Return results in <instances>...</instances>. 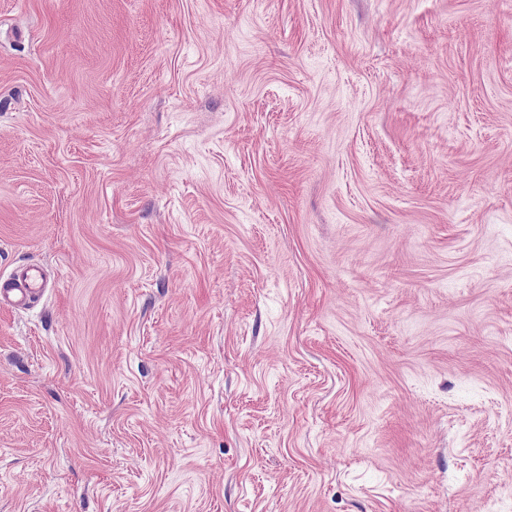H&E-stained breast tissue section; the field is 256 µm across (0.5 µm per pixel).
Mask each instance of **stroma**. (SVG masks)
<instances>
[{
    "label": "stroma",
    "mask_w": 512,
    "mask_h": 512,
    "mask_svg": "<svg viewBox=\"0 0 512 512\" xmlns=\"http://www.w3.org/2000/svg\"><path fill=\"white\" fill-rule=\"evenodd\" d=\"M0 512H512V0H0ZM47 284L48 274L43 266H22L0 286V304L7 302L16 308L28 309L44 295Z\"/></svg>",
    "instance_id": "35a3bbf8"
}]
</instances>
